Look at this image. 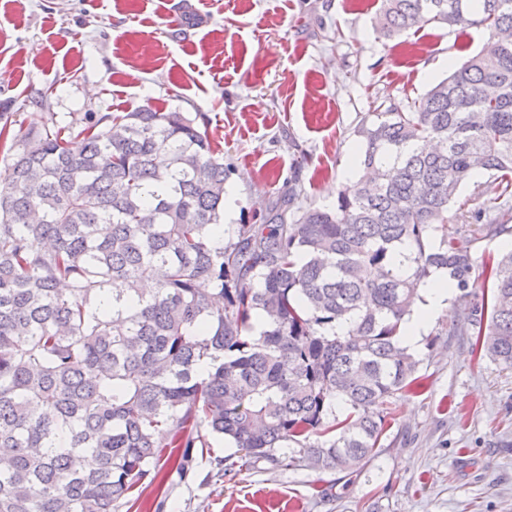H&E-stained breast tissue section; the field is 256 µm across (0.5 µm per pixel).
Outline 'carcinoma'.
<instances>
[{"instance_id":"carcinoma-1","label":"carcinoma","mask_w":512,"mask_h":512,"mask_svg":"<svg viewBox=\"0 0 512 512\" xmlns=\"http://www.w3.org/2000/svg\"><path fill=\"white\" fill-rule=\"evenodd\" d=\"M431 23L488 37L361 125L363 175L334 209L290 191L220 248L227 169L192 113L0 127V512H119L162 449L207 447L203 427L245 466L358 470L417 380L398 338L435 271L490 292L467 318L512 369V251L477 280L467 243H431L474 172L512 193V0H381L375 20L387 37ZM456 215L508 232L485 208Z\"/></svg>"}]
</instances>
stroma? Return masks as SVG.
<instances>
[{
	"instance_id": "1",
	"label": "stroma",
	"mask_w": 512,
	"mask_h": 512,
	"mask_svg": "<svg viewBox=\"0 0 512 512\" xmlns=\"http://www.w3.org/2000/svg\"><path fill=\"white\" fill-rule=\"evenodd\" d=\"M380 0H0V118L151 106L198 114L228 170V224H259L281 193L329 209L356 180L357 129L478 52L481 27L385 38ZM466 301L432 322L421 386L398 398L376 455L353 473L239 470L206 434L177 471L160 461L132 512H512V369L473 350Z\"/></svg>"
}]
</instances>
